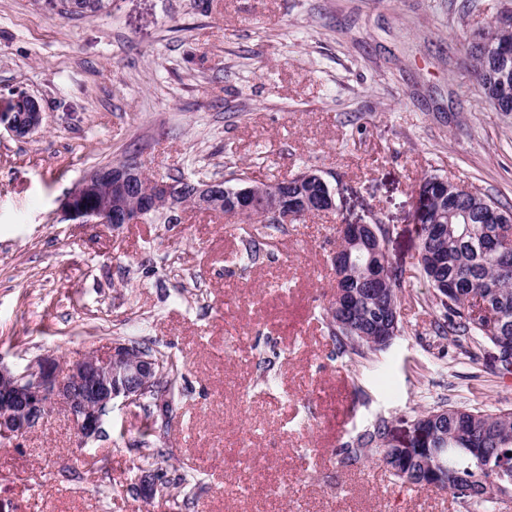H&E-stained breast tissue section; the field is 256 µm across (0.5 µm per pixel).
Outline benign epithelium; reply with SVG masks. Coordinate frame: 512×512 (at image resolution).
Segmentation results:
<instances>
[{"instance_id":"1","label":"benign epithelium","mask_w":512,"mask_h":512,"mask_svg":"<svg viewBox=\"0 0 512 512\" xmlns=\"http://www.w3.org/2000/svg\"><path fill=\"white\" fill-rule=\"evenodd\" d=\"M22 109L21 118L13 112H0V129L16 139H25L43 123L40 102L20 94L12 101ZM113 173L103 165L84 175L75 188L60 200V211L83 224H107L114 227L138 224L145 215L163 206L177 218L182 208L175 184L154 178L147 185L135 179L134 169ZM224 195L221 181H201L195 196L204 207L219 202ZM161 362L127 342L112 344L101 356L94 351L82 353L66 363L43 354L22 367L0 361V441L17 442L40 428L54 411L64 412L77 438L86 443L102 433L105 416L118 402L140 404L153 395L154 418L165 419L169 399L156 391ZM141 496L152 499L162 488L157 472L144 470L138 478Z\"/></svg>"}]
</instances>
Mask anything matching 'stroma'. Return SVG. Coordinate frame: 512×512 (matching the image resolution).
I'll return each instance as SVG.
<instances>
[{
  "label": "stroma",
  "instance_id": "1",
  "mask_svg": "<svg viewBox=\"0 0 512 512\" xmlns=\"http://www.w3.org/2000/svg\"><path fill=\"white\" fill-rule=\"evenodd\" d=\"M510 12L512 0H109L64 18L50 0H0V109L15 92L44 108L37 133L0 135V359L65 362L138 338L182 373L155 462L137 447L150 419L136 404L84 446L60 411L0 442V512H170L132 490L151 464L202 468L186 512H480L402 485L376 454L347 466L336 450L449 399L512 407V375L434 336L414 221L427 174L512 208V112L485 100L460 52ZM132 158L204 180L308 167L336 208L277 232L190 208L177 224L63 216L84 172ZM373 214L402 271L403 329L373 359L336 358L323 323L336 229ZM251 239L260 257L241 260Z\"/></svg>",
  "mask_w": 512,
  "mask_h": 512
}]
</instances>
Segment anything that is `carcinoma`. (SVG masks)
<instances>
[{
  "label": "carcinoma",
  "mask_w": 512,
  "mask_h": 512,
  "mask_svg": "<svg viewBox=\"0 0 512 512\" xmlns=\"http://www.w3.org/2000/svg\"><path fill=\"white\" fill-rule=\"evenodd\" d=\"M484 36L502 48L498 57L482 60L464 51L474 78L488 100H503L504 111L512 112V30L489 26ZM305 169L291 178L301 183L304 196L313 201L319 188L307 179ZM436 176L424 177L419 189L430 195L428 215L421 220L419 263L433 291L448 282L447 300L435 302L440 312L436 333L457 350L459 356L476 363L487 356L489 370L499 376L512 374V209L482 194L463 195L453 186L439 187ZM265 206L246 214V220L277 229L269 215L278 202L280 182L263 184ZM374 238L388 241L390 228L377 216L371 217ZM371 236L353 240L338 235L337 251L350 252L351 266L334 268L342 276V295L326 309L325 328L336 346V354L368 359L378 347L379 304L394 309L396 328L402 329L399 289L402 273L385 252L374 250ZM132 344L161 361L163 378L158 390L175 399L181 377L179 363L171 355L145 340ZM411 423L427 432L408 454L388 441V425L379 421L356 439L337 450L341 462L353 464L365 449L378 453V460L401 484L434 488L456 499L481 503L493 509L498 487L512 490V409L482 404L448 403L416 413ZM439 460L438 472L431 464ZM160 480L183 493L175 506H187L201 477L194 468H184L175 477L161 472Z\"/></svg>",
  "instance_id": "obj_1"
}]
</instances>
